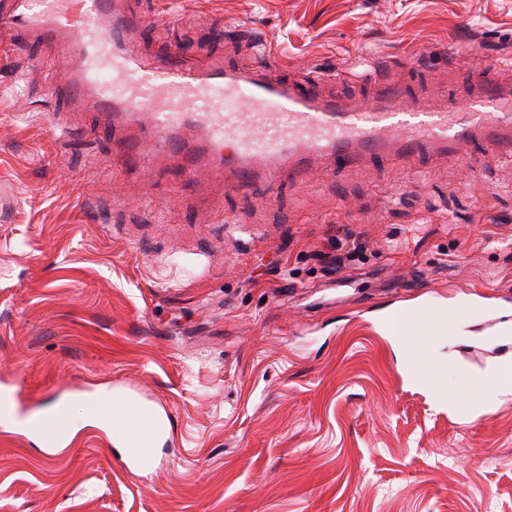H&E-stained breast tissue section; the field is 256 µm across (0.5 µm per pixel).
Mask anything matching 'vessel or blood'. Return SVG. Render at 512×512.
<instances>
[{
    "label": "vessel or blood",
    "mask_w": 512,
    "mask_h": 512,
    "mask_svg": "<svg viewBox=\"0 0 512 512\" xmlns=\"http://www.w3.org/2000/svg\"><path fill=\"white\" fill-rule=\"evenodd\" d=\"M0 23L39 30L42 48L62 64L50 96L86 101L105 118L123 167L151 154L182 156L188 172L207 157L215 175L245 190L286 177L298 182L313 159L348 165L419 152L464 155L480 145L512 151V84L477 75L460 101L419 107L386 77L384 64L358 73L367 99L324 94L313 78L284 79L265 62L240 69L211 58L191 62L178 48L145 66L137 23L115 0H6Z\"/></svg>",
    "instance_id": "1"
}]
</instances>
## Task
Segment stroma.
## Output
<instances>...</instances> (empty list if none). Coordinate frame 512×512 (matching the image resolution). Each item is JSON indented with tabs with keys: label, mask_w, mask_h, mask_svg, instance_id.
Wrapping results in <instances>:
<instances>
[{
	"label": "stroma",
	"mask_w": 512,
	"mask_h": 512,
	"mask_svg": "<svg viewBox=\"0 0 512 512\" xmlns=\"http://www.w3.org/2000/svg\"><path fill=\"white\" fill-rule=\"evenodd\" d=\"M163 19L139 50L212 48L281 75L384 61L417 100L512 59V0H123ZM59 64L0 25V377L31 413L100 385L168 413L143 475L109 434L57 450L0 432V512H512V400L471 422L440 404L386 316L470 303L463 341H425L449 392L512 356V155L317 163L242 195L161 154L115 173ZM78 129L67 143L55 114ZM358 249L335 263L336 242Z\"/></svg>",
	"instance_id": "stroma-1"
}]
</instances>
